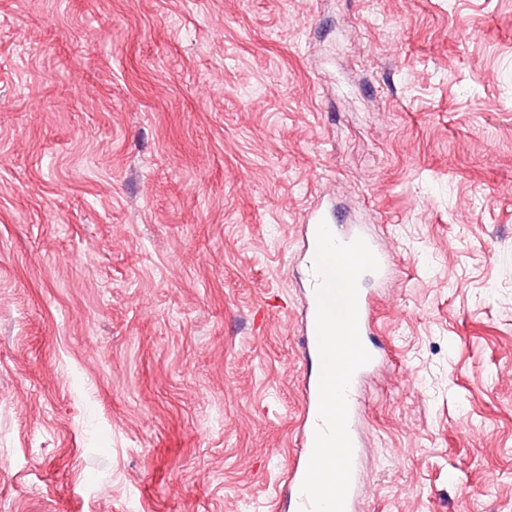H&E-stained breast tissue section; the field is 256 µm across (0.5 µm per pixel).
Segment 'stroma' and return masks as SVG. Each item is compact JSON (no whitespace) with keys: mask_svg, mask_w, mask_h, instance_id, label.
I'll return each mask as SVG.
<instances>
[{"mask_svg":"<svg viewBox=\"0 0 512 512\" xmlns=\"http://www.w3.org/2000/svg\"><path fill=\"white\" fill-rule=\"evenodd\" d=\"M323 195L360 512H512V0H0V512H280ZM329 209H316L311 211L304 223L300 235V256L304 266L305 287L300 307L301 346L305 356H313L318 363V370L303 381V411L298 428L297 447L298 452L294 461L289 465L287 478L284 483L288 510L290 512H308L309 499L302 493V484L307 471L308 463L314 446L315 431L320 425L319 408V379L321 361L318 352V340L316 331V315L318 307L317 289L321 284V278L315 272L316 264V233L321 221H325L330 230L342 243H350L357 238L363 239L375 255L379 267L375 272L365 273L359 282L358 291V331L365 349L371 356L370 361L361 366L354 373L348 391V432L352 443L351 482L345 501V512H357L359 510L358 484L360 463L363 454V440L359 431V420L362 402L360 400L361 388L364 379L385 360V349H376L371 345L367 337L374 324V296L370 289L364 288V281L372 277L378 285H384L394 274V262L391 260L388 250L367 229L363 221L349 220L346 223H334Z\"/></svg>","mask_w":512,"mask_h":512,"instance_id":"stroma-1","label":"stroma"}]
</instances>
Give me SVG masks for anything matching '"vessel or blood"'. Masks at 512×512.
Instances as JSON below:
<instances>
[{
    "mask_svg": "<svg viewBox=\"0 0 512 512\" xmlns=\"http://www.w3.org/2000/svg\"><path fill=\"white\" fill-rule=\"evenodd\" d=\"M328 222L329 228L338 241L349 243L355 239H363L375 255L379 267L372 277L377 284H385L394 274V263L388 250L367 229L366 224L357 220L335 223L331 220V212L327 209L311 211L302 225L300 235V256L304 266L305 287L300 307L301 346L305 356H317L318 340L316 331V315L318 307L317 289L321 283L315 272L316 264V233L320 222ZM374 296L370 289L360 288L358 291V331L360 337H368L374 324ZM370 361L354 373L348 391V432L352 443V473H359L363 454V440L359 431V420L362 402L361 388L364 379L385 360V349H370ZM303 411L298 428V452L288 468L284 483L289 512H308L309 499L302 492V484L314 446L315 431L320 424L319 379L310 376L303 381Z\"/></svg>",
    "mask_w": 512,
    "mask_h": 512,
    "instance_id": "obj_1",
    "label": "vessel or blood"
}]
</instances>
